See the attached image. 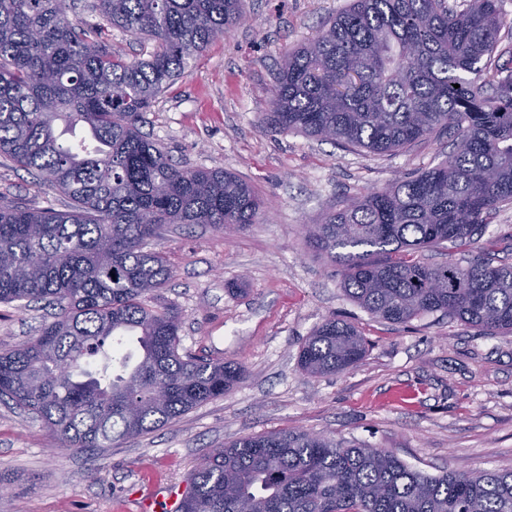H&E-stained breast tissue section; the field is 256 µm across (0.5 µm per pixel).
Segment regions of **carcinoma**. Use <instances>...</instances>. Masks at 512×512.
<instances>
[{"mask_svg":"<svg viewBox=\"0 0 512 512\" xmlns=\"http://www.w3.org/2000/svg\"><path fill=\"white\" fill-rule=\"evenodd\" d=\"M501 3L351 0L279 64L263 130L373 155L455 131L438 165L309 227L345 295L383 321L440 313L512 335V265L414 258L468 247L512 205V74L484 91ZM95 8L155 51L129 60L81 37L63 0H0V156L72 201L66 211L0 206V302L58 309L38 336L0 351V400L33 414L59 449L134 440L240 382L239 365L180 353L178 309L146 303L173 278L147 244L170 224L243 230L264 208L236 174L181 165L139 127L188 61L239 24L244 0ZM58 121L80 139L60 143ZM365 352L353 324L329 318L298 363L336 374ZM189 482L180 512H512V471L433 477L384 448L305 431L242 437L204 456Z\"/></svg>","mask_w":512,"mask_h":512,"instance_id":"cac0c4a2","label":"carcinoma"}]
</instances>
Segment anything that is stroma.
<instances>
[{
    "label": "stroma",
    "instance_id": "obj_1",
    "mask_svg": "<svg viewBox=\"0 0 512 512\" xmlns=\"http://www.w3.org/2000/svg\"><path fill=\"white\" fill-rule=\"evenodd\" d=\"M93 2L65 0L78 28L127 57H148L153 41L112 28ZM347 2L245 0V20L191 60L142 119V132L174 161L232 171L265 202L263 219L245 230L174 225L154 243L175 276L149 304L179 309L183 352L242 365L243 379L163 428L96 451L55 448L31 414L0 402V512H141L149 493L188 490L213 449L285 429L385 448L431 476L512 470V335L436 314L406 324L374 318L306 239V225L325 212L443 161L450 135L365 155L259 127L284 50L314 37ZM8 201L69 207L56 188L0 157V204ZM471 253L512 264V207L490 217ZM329 317L354 324L367 350L343 372L311 377L299 350ZM50 319L46 309L0 304V348L37 336Z\"/></svg>",
    "mask_w": 512,
    "mask_h": 512
}]
</instances>
